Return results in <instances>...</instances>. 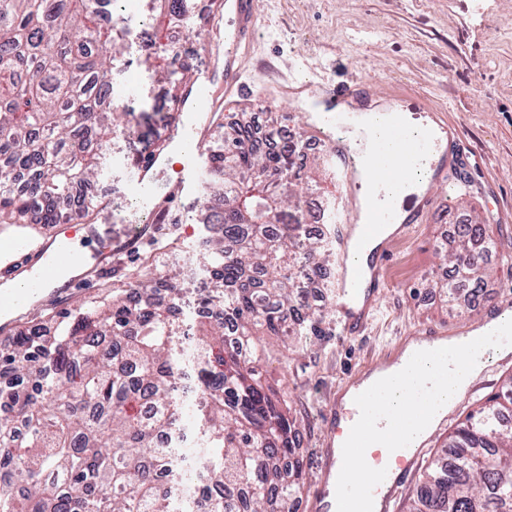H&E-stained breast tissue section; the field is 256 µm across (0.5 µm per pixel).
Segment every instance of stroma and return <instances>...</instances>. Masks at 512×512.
<instances>
[{"label": "stroma", "instance_id": "obj_1", "mask_svg": "<svg viewBox=\"0 0 512 512\" xmlns=\"http://www.w3.org/2000/svg\"><path fill=\"white\" fill-rule=\"evenodd\" d=\"M255 5L261 28L248 75L251 93L239 111L285 113L293 131L317 142V113L298 96L273 95L275 81L285 74L301 84L323 80L331 89L356 76L370 84L367 105L396 104L420 116L440 113L458 143L453 160L464 191L460 204L475 208L501 248L486 259L493 279L475 312L465 318L449 316L428 282L440 265L438 244L458 216L448 210L447 184H434L429 190L432 204L417 229L391 241L385 270L391 286L364 333L343 342L323 336L296 354L288 353L276 337H265L267 378L291 402L312 486L318 479L315 459L334 437L322 411L339 387L381 362L384 353L397 351L418 330L472 327L482 322L491 302L512 298V258L501 257L512 248V0H255ZM149 8L150 0H123L118 18L132 65L115 91L132 98L134 112L147 114L149 121L132 126L131 140L116 138L101 158L94 191L108 199L104 221L116 235L148 217L133 189L131 157L148 147L167 121V89L143 62L148 47L140 29ZM190 8L191 25L178 38L201 53L219 20L211 0H192ZM202 202L195 188L166 204L169 223L158 225L154 238L141 240L134 254L113 257L111 270L92 284L71 289L64 306L109 285L134 284L156 243L177 240L182 259L193 258ZM511 375L512 358L485 370L451 408L423 461H430L450 431Z\"/></svg>", "mask_w": 512, "mask_h": 512}]
</instances>
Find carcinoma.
<instances>
[{
  "instance_id": "1",
  "label": "carcinoma",
  "mask_w": 512,
  "mask_h": 512,
  "mask_svg": "<svg viewBox=\"0 0 512 512\" xmlns=\"http://www.w3.org/2000/svg\"><path fill=\"white\" fill-rule=\"evenodd\" d=\"M98 0H0V224L48 228L92 215L66 211L73 188L99 176L91 150L121 115L107 99L122 40L100 24ZM185 0H157L152 22L166 33ZM177 112L192 64L156 65ZM248 116L208 145L202 192L223 208L206 215L196 248L211 288L212 315L195 324L203 401L195 411L210 486L198 512H288L306 484L297 418L263 383L259 337L293 352L325 336V307L303 294L300 275L323 280L328 236L309 232L302 201L326 194L318 158L296 162L300 135L264 150L239 136ZM29 179L17 183L18 173ZM496 249L471 215L439 252L447 278L429 287L448 312L475 310L492 278L482 255ZM179 267L155 263L121 294L56 312L0 351V512H175L161 475L174 459L155 440L185 417L175 397L180 364L174 313ZM141 300L133 305L131 292ZM405 512H512V375L448 434Z\"/></svg>"
}]
</instances>
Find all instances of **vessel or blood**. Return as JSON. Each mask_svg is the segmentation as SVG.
Here are the masks:
<instances>
[{
  "label": "vessel or blood",
  "mask_w": 512,
  "mask_h": 512,
  "mask_svg": "<svg viewBox=\"0 0 512 512\" xmlns=\"http://www.w3.org/2000/svg\"><path fill=\"white\" fill-rule=\"evenodd\" d=\"M224 15L229 22L223 38H210V45H223L224 72L200 74L189 96L188 111L175 133L172 150L182 157V180L203 178L197 158L205 151L207 125L200 114L218 111L223 99L243 95L241 77L248 64L258 15L253 0H224ZM361 84L349 81L336 89V99L321 114L325 126L341 124L342 107L353 100ZM448 134L420 135L406 128L400 116H393L384 127L376 148L361 156L350 137L327 140L326 149L334 163L341 192L337 216L336 291L334 333L337 340L354 337L367 325L379 297L389 288L385 267L390 255L386 246L358 260L356 243L375 239L383 225L398 223L400 233H409L420 216L424 198H415L410 216L397 221L398 194L413 180L417 168L428 165L430 179L448 177L444 143ZM136 191L144 203L158 195L173 193L155 162L136 165L133 173ZM111 250L85 255L74 243L72 227L57 225L49 234L35 237L25 231L0 232V333L9 334L13 315L32 300L58 293L54 283L63 267L81 266L96 271L110 266ZM370 390L355 392L350 416L356 427L346 436L348 450L357 456V477H349L337 463L334 449H322L316 488L310 500L312 512H390L398 492L408 483L423 453V444L408 443L405 426L397 416L386 413L373 402Z\"/></svg>",
  "instance_id": "1"
}]
</instances>
